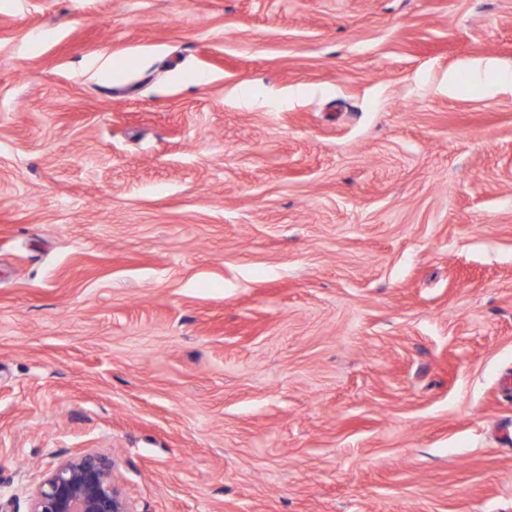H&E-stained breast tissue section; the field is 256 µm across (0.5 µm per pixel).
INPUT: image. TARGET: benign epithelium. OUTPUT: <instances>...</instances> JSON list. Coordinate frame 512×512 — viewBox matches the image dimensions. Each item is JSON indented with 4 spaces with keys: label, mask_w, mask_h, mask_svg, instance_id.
I'll return each mask as SVG.
<instances>
[{
    "label": "benign epithelium",
    "mask_w": 512,
    "mask_h": 512,
    "mask_svg": "<svg viewBox=\"0 0 512 512\" xmlns=\"http://www.w3.org/2000/svg\"><path fill=\"white\" fill-rule=\"evenodd\" d=\"M111 457L87 453L58 465L27 493L28 512H137L114 478Z\"/></svg>",
    "instance_id": "1"
}]
</instances>
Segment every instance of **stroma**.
<instances>
[{
	"instance_id": "stroma-1",
	"label": "stroma",
	"mask_w": 512,
	"mask_h": 512,
	"mask_svg": "<svg viewBox=\"0 0 512 512\" xmlns=\"http://www.w3.org/2000/svg\"><path fill=\"white\" fill-rule=\"evenodd\" d=\"M502 70L512 0H0V493L512 512ZM111 457L87 453L61 463L27 494V512H137L114 478Z\"/></svg>"
}]
</instances>
